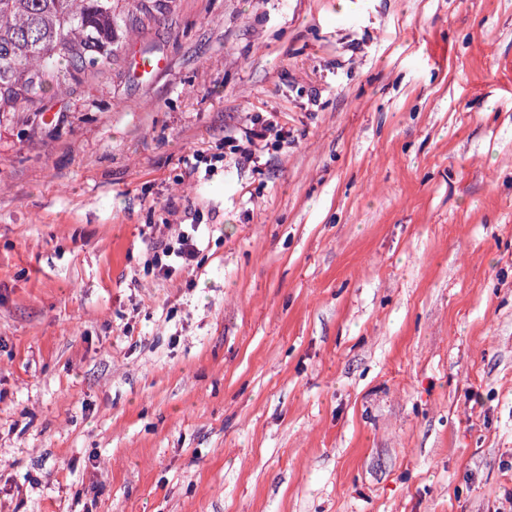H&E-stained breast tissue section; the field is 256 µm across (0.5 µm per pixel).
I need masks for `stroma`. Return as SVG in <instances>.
<instances>
[{
    "instance_id": "1",
    "label": "stroma",
    "mask_w": 512,
    "mask_h": 512,
    "mask_svg": "<svg viewBox=\"0 0 512 512\" xmlns=\"http://www.w3.org/2000/svg\"><path fill=\"white\" fill-rule=\"evenodd\" d=\"M145 52L0 129V512H512V0H180ZM277 123L267 122L265 125H262L260 129L255 127V124L250 127H245L240 130L235 137L227 142L231 153H235L239 151L241 154H244L248 157L252 155L249 147L254 146L257 141L265 140L267 134L270 135L271 132L275 131V136L282 138V129H276ZM150 243L152 256L144 265V274L168 278L179 268L199 264L201 249L194 235L186 230L180 231L175 241L151 237Z\"/></svg>"
}]
</instances>
